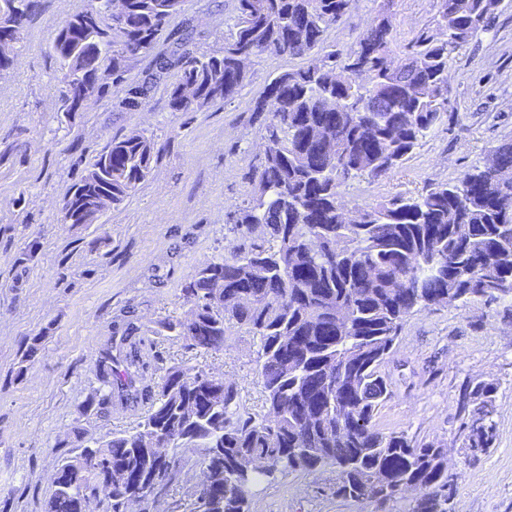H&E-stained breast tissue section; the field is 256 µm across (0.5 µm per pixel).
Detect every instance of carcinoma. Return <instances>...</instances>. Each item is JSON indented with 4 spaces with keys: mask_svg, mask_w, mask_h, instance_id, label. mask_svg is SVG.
Instances as JSON below:
<instances>
[{
    "mask_svg": "<svg viewBox=\"0 0 512 512\" xmlns=\"http://www.w3.org/2000/svg\"><path fill=\"white\" fill-rule=\"evenodd\" d=\"M107 2L70 16L53 41L67 116L80 110L76 89L85 81L93 92L122 87L116 112L137 111L158 91L170 111L194 112L233 98L249 59L310 63L279 74L254 104L268 150L253 166V191L227 215L237 239L229 256L201 264L181 288L193 327L157 322L158 332L205 351L222 350L232 329L258 338L266 413L241 410L235 386L195 367L171 366L155 379L140 328L128 319L119 327V359L98 360L107 388L99 404L115 400L144 412L136 426L109 438L73 428L81 451L59 464L69 469L72 497L57 504L61 494L51 483L45 512H79V495L100 482L112 484L103 512H126L137 491L121 473L160 482L169 498L188 467L224 484V501H206L198 487L187 500H173L172 512H253L255 486L326 467L336 469L339 498L372 500L387 512L412 485L423 494L404 512H448L454 484L447 451L376 427L391 396L382 367L413 313L489 296L512 301V184L492 188L501 199L494 213L462 190L467 178L484 174L480 168L415 196L361 206L358 224L339 223L336 206L353 182L394 175L441 120L450 55L485 30L495 0H437L434 28L421 29L405 46L404 63L391 69L384 60L392 54L393 15L383 7L342 54L325 50V37L350 0H236L223 46L207 52L189 20L166 49L155 50L158 32L184 0H124L123 12L112 16ZM37 8L38 0H0V30L17 43ZM146 57L139 78L127 82ZM156 157L152 134L113 136L64 197V219L98 221L146 181ZM338 306L347 317L326 334L322 326ZM288 344L297 353L292 367L280 357ZM332 362L336 385L351 387L354 403L342 406L332 394L322 416L298 411L305 385ZM498 390L493 380L460 386L457 434L474 458L493 446Z\"/></svg>",
    "mask_w": 512,
    "mask_h": 512,
    "instance_id": "obj_1",
    "label": "carcinoma"
}]
</instances>
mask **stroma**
<instances>
[{"mask_svg":"<svg viewBox=\"0 0 512 512\" xmlns=\"http://www.w3.org/2000/svg\"><path fill=\"white\" fill-rule=\"evenodd\" d=\"M96 0H39L25 24L13 65L0 77V512H43L61 461L76 454L73 427L87 437L134 427L139 413L101 404L100 355L133 315L158 368L196 366L238 388L247 411L262 410L254 367L258 341L229 332L218 352L188 348L157 334L158 320L184 318L183 282L200 264L227 254L236 240L224 221L247 198L250 167L260 155L254 103L289 67L284 57L254 59L237 96L195 112H173L164 94L136 112H116V88L92 94L82 112L62 121L59 62L52 42L71 15ZM235 0H185L201 47L222 46ZM381 0H353L328 44L355 45ZM437 0H396L393 56L432 24ZM153 132L158 154L145 183L95 224L64 223L62 199L90 157L115 135ZM512 138V0H498L486 31L452 54L448 110L389 180L360 184L347 205L429 183L456 181L487 164ZM35 260L22 261L28 242ZM35 356H28L30 344ZM392 395L377 417L383 432L433 442L448 450L455 493L451 512H512V305L474 302L410 316L383 366ZM493 379L496 441L478 459L453 443L458 389L467 379ZM336 473H293L261 485L254 512H377L369 501L333 493Z\"/></svg>","mask_w":512,"mask_h":512,"instance_id":"35a3bbf8","label":"stroma"}]
</instances>
